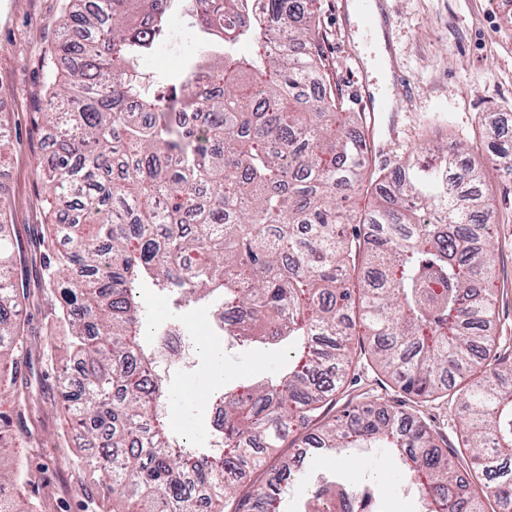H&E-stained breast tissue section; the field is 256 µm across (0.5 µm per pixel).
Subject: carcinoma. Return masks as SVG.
<instances>
[{
  "label": "carcinoma",
  "instance_id": "1",
  "mask_svg": "<svg viewBox=\"0 0 512 512\" xmlns=\"http://www.w3.org/2000/svg\"><path fill=\"white\" fill-rule=\"evenodd\" d=\"M62 46L69 63L49 87L54 131L41 178L64 250L42 265L59 289L57 321L77 355L62 408L106 488L134 512H281L295 462L251 480L292 442L334 454L389 448L425 512H484L512 502V358L487 334L496 301L497 223L485 173L449 174L460 143L433 147L439 163L402 179L370 170L361 115L347 111L318 50L319 0H71ZM203 33L176 77L144 82L142 62L177 21ZM249 40L254 54L241 56ZM195 113L201 124L185 119ZM487 152L512 175V138L495 129ZM374 185L356 218L353 199ZM12 241L0 237V342L23 345ZM150 279L185 301L224 295V338L285 344L276 378L224 393L221 452L169 429L157 352L142 343L136 288ZM369 354L416 403L456 388L458 477L416 416L373 403L329 415L354 363L352 318ZM0 434L23 423L37 395L0 353ZM30 483L0 470V491ZM353 509L378 493L336 476L312 488ZM0 512H34L0 495Z\"/></svg>",
  "mask_w": 512,
  "mask_h": 512
}]
</instances>
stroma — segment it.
I'll list each match as a JSON object with an SVG mask.
<instances>
[{"label": "stroma", "mask_w": 512, "mask_h": 512, "mask_svg": "<svg viewBox=\"0 0 512 512\" xmlns=\"http://www.w3.org/2000/svg\"><path fill=\"white\" fill-rule=\"evenodd\" d=\"M68 0H0V130L14 147L0 158V194L11 201L0 236L13 239L21 262L17 273L30 296L18 316L25 327L19 350L25 381L42 395L40 406L25 416L31 438L23 450L32 475L22 488L39 512H109L87 461L93 449L69 426L60 410L63 375L70 356L63 329L55 325L57 301L41 279V264L61 247L50 224L48 191L36 169L45 157L46 133L38 119L48 105L53 67H65L61 30ZM393 19L387 48L412 80V93L399 105L396 135L378 132L386 159L371 157L372 167L389 170L403 163L422 140L462 142L467 150L459 165L486 166L488 129L482 115L494 113L502 128L512 130V0H386ZM347 0H321V49L332 84L342 89L349 111H361L356 98L357 73L365 71L363 45L345 33L341 20ZM177 50L159 47L143 66L147 76L176 75L194 52L196 34L178 25ZM485 188L498 204L495 231L500 277L493 331L498 354L512 356V177L488 169ZM148 306L147 333L155 335L165 322L184 321L188 339L198 350L165 371L167 413L172 430L197 446L211 436L209 407L224 388L245 379L277 375L288 364V353L266 344L225 345L222 362H214L201 344L209 301L179 305L152 285L140 290ZM378 401L399 411H420L440 436L443 449L457 446L459 418L453 396L418 408L369 360L351 368L336 395L337 407L348 402ZM346 475L368 480L383 490L394 512H419L417 496L405 490L404 474L387 448H354L345 463Z\"/></svg>", "instance_id": "stroma-1"}]
</instances>
